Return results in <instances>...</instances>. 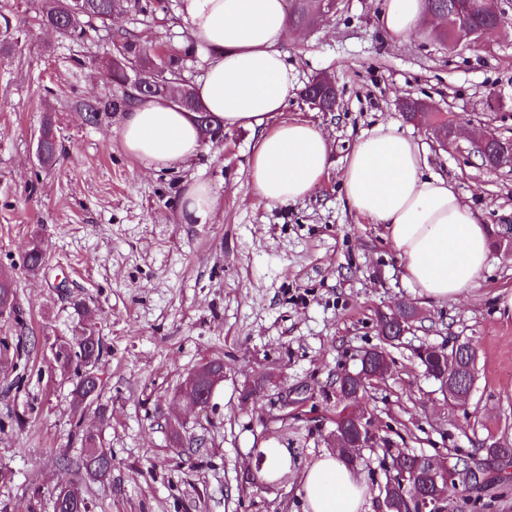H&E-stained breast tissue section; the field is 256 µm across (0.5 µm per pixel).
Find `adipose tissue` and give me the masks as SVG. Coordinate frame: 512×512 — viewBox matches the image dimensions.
<instances>
[{"mask_svg": "<svg viewBox=\"0 0 512 512\" xmlns=\"http://www.w3.org/2000/svg\"><path fill=\"white\" fill-rule=\"evenodd\" d=\"M192 38L210 61L196 95L213 123L258 129L251 179L266 203L305 199L332 166L329 140L308 120L274 123L297 90V77L281 46L290 25L283 0H182ZM426 0H384L383 30L392 40L426 20ZM198 115L165 99L127 110L120 129L124 151L154 168L197 157L204 140ZM418 143L380 125L362 136L346 159L342 182L349 206L384 225L407 278L434 301H454L470 288L488 259V238L475 213L442 177L420 174ZM217 208L209 185H189L181 203L185 224L203 223ZM307 512H368L367 488L354 467L325 454L301 479Z\"/></svg>", "mask_w": 512, "mask_h": 512, "instance_id": "obj_1", "label": "adipose tissue"}]
</instances>
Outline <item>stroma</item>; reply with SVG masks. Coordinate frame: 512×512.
I'll return each instance as SVG.
<instances>
[{
    "label": "stroma",
    "mask_w": 512,
    "mask_h": 512,
    "mask_svg": "<svg viewBox=\"0 0 512 512\" xmlns=\"http://www.w3.org/2000/svg\"><path fill=\"white\" fill-rule=\"evenodd\" d=\"M495 3L501 30L456 47L435 40L427 22L389 39L383 0H337L314 27H291L283 50L299 85L331 78L338 105L321 112L298 97L281 117L320 125L333 165L307 199L275 206L251 182V130L224 131L196 158L162 170L121 145L124 91L109 85L100 62L129 34L175 57L180 82L197 85L206 53L179 16L181 0H132L77 38L41 30L34 0H0L14 44L0 57V271L13 278L17 307L0 316V466L12 472L0 481V512H52L58 485L86 481L82 430L112 452L107 478L86 481L91 512H304L299 480L329 451L341 408L336 379L382 346L378 314L404 302L418 315L359 406L378 437L358 460L371 498L386 481L385 449L453 461L478 455L490 436L512 444V310L504 305L512 246L502 240L512 226V171L483 166L473 151L482 135L512 138V0ZM86 98L114 105L90 124L74 108ZM406 99L426 103L417 121L402 112ZM48 112L63 156L43 168L36 137ZM442 116L456 128L451 149L432 132ZM380 124L422 143L427 174L451 179L489 230L487 265L458 300L422 296L383 225L347 203L346 158ZM197 180L219 205L205 223L184 224L181 198ZM36 239L48 261L33 276L21 256ZM75 299L85 300L83 314ZM85 328L105 357L104 387L87 410L51 352ZM466 340L476 381L456 405L415 353ZM209 360L224 364L209 407L176 400ZM286 392L295 403L284 411ZM271 445L295 459L287 482L242 485L253 449Z\"/></svg>",
    "instance_id": "1"
}]
</instances>
